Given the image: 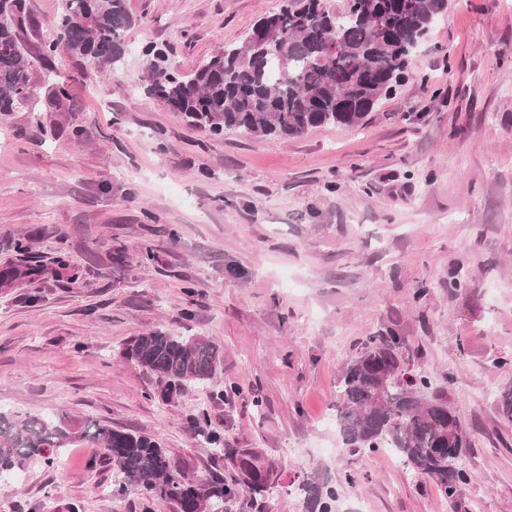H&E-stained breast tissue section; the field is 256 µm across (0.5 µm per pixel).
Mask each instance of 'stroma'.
Instances as JSON below:
<instances>
[{"mask_svg": "<svg viewBox=\"0 0 512 512\" xmlns=\"http://www.w3.org/2000/svg\"><path fill=\"white\" fill-rule=\"evenodd\" d=\"M280 4L130 0L140 21L119 73L59 49L64 111L39 84L34 110L0 115V268L27 237L32 260L79 272L0 288V410L158 436L186 473L235 486L224 512H319L310 482L335 489L332 512H512V422L497 405L512 387V0H449L406 79L353 128L216 137L146 91L144 44L187 71ZM151 329L222 344L223 400L155 398L118 355ZM389 330L470 430L456 505L336 429L343 365ZM197 412L270 463V494L191 436ZM117 479L79 441L1 486L0 512H172Z\"/></svg>", "mask_w": 512, "mask_h": 512, "instance_id": "stroma-1", "label": "stroma"}]
</instances>
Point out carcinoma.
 I'll return each mask as SVG.
<instances>
[{"label":"carcinoma","instance_id":"cac0c4a2","mask_svg":"<svg viewBox=\"0 0 512 512\" xmlns=\"http://www.w3.org/2000/svg\"><path fill=\"white\" fill-rule=\"evenodd\" d=\"M350 16L341 21V49L333 50L329 12L321 0H288L276 11L278 53L253 47L257 27L239 44H226L193 71L164 66V52L153 45L147 56V91L191 124L220 135L240 131L279 139L340 125L355 127L380 100L390 96L408 65L404 47L424 32L429 18L448 9V0H346ZM136 23L128 0H66L56 25L58 39L32 46L27 32L36 27L27 0H0V115L32 109L34 73L53 75L48 101L69 97V84L55 70L58 45L111 72L125 61L124 33ZM18 263L0 270V287L46 275L77 280L75 267L60 258L53 268L29 257L30 239L15 241ZM402 339L392 333L370 337L363 351L343 366L338 384L336 427L350 448H386L416 477H426L456 505L469 474L462 460L469 433L448 396L429 393V382L406 367ZM119 357L151 375L157 396L169 403L188 386L216 385L224 348L203 335L178 336L154 329L126 340ZM391 363L395 378L382 383L377 363ZM189 429L235 465L242 484L255 494L270 487L269 465L256 452L224 446V434L195 417ZM96 439L121 480L120 493L132 486L152 499L168 501L174 512H216L234 494L224 476L186 474L154 436L113 428L94 420L76 423L65 416L10 417L0 411V483L36 464L59 463L65 448L79 437ZM322 512L336 492L316 483L304 488Z\"/></svg>","mask_w":512,"mask_h":512}]
</instances>
